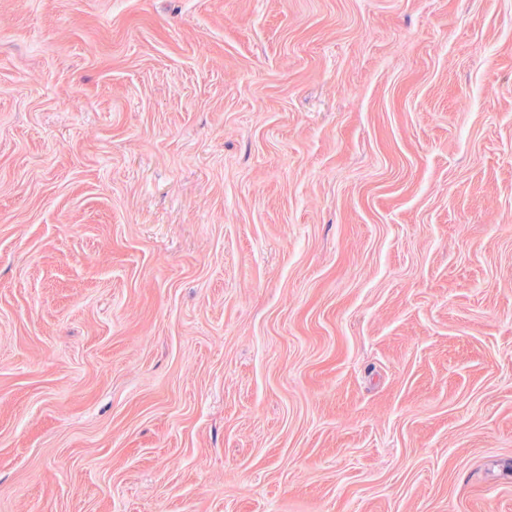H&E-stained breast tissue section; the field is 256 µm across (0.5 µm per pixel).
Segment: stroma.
<instances>
[{"label":"stroma","mask_w":512,"mask_h":512,"mask_svg":"<svg viewBox=\"0 0 512 512\" xmlns=\"http://www.w3.org/2000/svg\"><path fill=\"white\" fill-rule=\"evenodd\" d=\"M0 512H512V0H0Z\"/></svg>","instance_id":"35a3bbf8"}]
</instances>
